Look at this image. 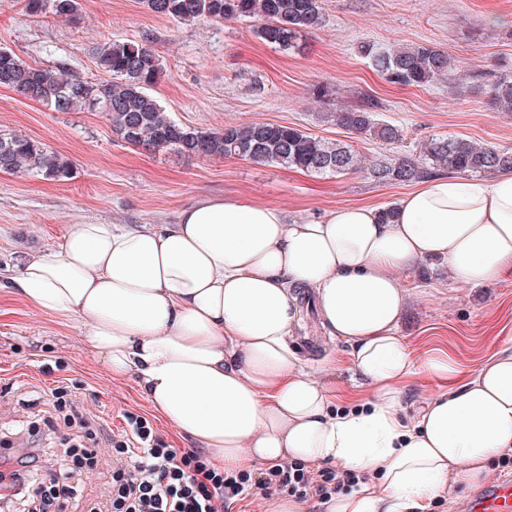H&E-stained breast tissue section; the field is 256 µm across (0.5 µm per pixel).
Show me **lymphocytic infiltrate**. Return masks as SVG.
Returning <instances> with one entry per match:
<instances>
[{
    "instance_id": "f902f5d3",
    "label": "lymphocytic infiltrate",
    "mask_w": 512,
    "mask_h": 512,
    "mask_svg": "<svg viewBox=\"0 0 512 512\" xmlns=\"http://www.w3.org/2000/svg\"><path fill=\"white\" fill-rule=\"evenodd\" d=\"M125 435L115 443L118 465L112 473L107 512H224L227 502L241 500L252 489L267 497H313L328 502L350 487L360 475L342 470H314L297 462L271 465L260 475L228 472L198 451L169 447L150 422L130 413ZM96 456L95 449H65L60 475L44 476L11 458L0 460V507L27 496L39 499L38 512H53L69 496L82 464Z\"/></svg>"
}]
</instances>
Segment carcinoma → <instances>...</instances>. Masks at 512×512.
I'll use <instances>...</instances> for the list:
<instances>
[{"mask_svg":"<svg viewBox=\"0 0 512 512\" xmlns=\"http://www.w3.org/2000/svg\"><path fill=\"white\" fill-rule=\"evenodd\" d=\"M82 0H25L36 17L51 13L73 17ZM152 13L191 24L201 19H256V36L282 51L294 50L300 34L323 22L322 0H143ZM374 69L387 81L422 87L448 82L454 93L463 87L450 80L453 60L430 45L377 49L360 46ZM98 66L112 80L92 83L62 65L34 66L8 47H0V87L56 112L78 110L104 113L112 131L124 142L153 152L193 157H239L257 164L292 168L319 176L347 174L361 168L360 155L350 143L313 137L303 130L276 123L226 124L222 128L192 127L174 119L151 94L163 74V63L146 41L106 42L95 48ZM489 104L512 112V71H504L485 87ZM351 138L386 144L402 141V130L374 118L366 105L336 106L326 113ZM385 183L406 184L437 172L477 176L512 171V150L465 137H431L406 155L384 156L366 167ZM0 172L24 173L49 181L72 175L68 159L21 133L0 134Z\"/></svg>","mask_w":512,"mask_h":512,"instance_id":"carcinoma-1","label":"carcinoma"}]
</instances>
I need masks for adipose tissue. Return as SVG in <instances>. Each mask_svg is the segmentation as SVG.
Instances as JSON below:
<instances>
[{"label":"adipose tissue","instance_id":"adipose-tissue-1","mask_svg":"<svg viewBox=\"0 0 512 512\" xmlns=\"http://www.w3.org/2000/svg\"><path fill=\"white\" fill-rule=\"evenodd\" d=\"M447 263L461 281L512 277V174L427 180L391 206L350 205L287 223L275 207L202 197L172 224H75L11 279L39 310L82 326L106 369L130 376L153 409L228 470L329 463L369 478L329 512H421L458 479L512 454V348L413 420L397 410L414 364L397 329L399 272ZM312 292L331 333L353 346L368 405L333 406L289 344Z\"/></svg>","mask_w":512,"mask_h":512}]
</instances>
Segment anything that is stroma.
<instances>
[{
    "label": "stroma",
    "mask_w": 512,
    "mask_h": 512,
    "mask_svg": "<svg viewBox=\"0 0 512 512\" xmlns=\"http://www.w3.org/2000/svg\"><path fill=\"white\" fill-rule=\"evenodd\" d=\"M323 24L303 33L294 51H280L255 34L252 19L181 24L155 15L143 0H83L72 19L31 16L24 0H0V46L35 66L64 65L90 82L107 80L92 55L110 40H147L163 59L152 90L182 123L220 128L227 123L296 126L319 137L347 140L326 112L359 102L375 119L400 127L402 141L356 142L367 157L412 150L436 136H461L512 149V113L492 109L483 92L512 70V0H322ZM386 48L427 44L448 51L467 90L449 95L446 83L403 87L387 82L359 52L362 43ZM17 132L70 159L65 181L0 172V437L37 423L44 473L57 470L65 439L90 432L97 460L83 468L82 497L67 512L104 508L115 465L112 440L125 413L146 417L169 446L195 448L152 409L132 379L112 377L82 342L79 323L35 309L9 279L29 253L59 246L74 224H170L178 210L208 196L280 209L287 222L313 221L347 205L384 208L412 184L384 183L363 172L315 176L236 158H186L121 141L99 112H53L0 88V133ZM402 279L408 292L398 333L417 371L402 385L397 408L416 417L438 379L423 365L448 357L458 379L512 345V279L472 286L443 262L425 260ZM289 341L302 368L353 401H373L354 372L350 343L332 336L313 296ZM66 386L80 421L68 425L51 405Z\"/></svg>",
    "instance_id": "1"
}]
</instances>
